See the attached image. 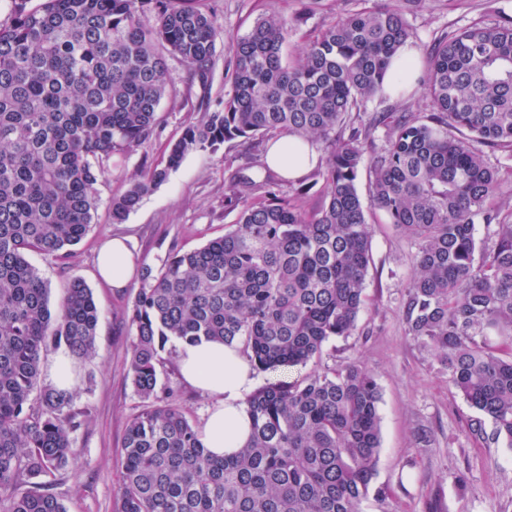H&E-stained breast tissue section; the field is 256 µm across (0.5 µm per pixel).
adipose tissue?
<instances>
[{"label": "adipose tissue", "instance_id": "1", "mask_svg": "<svg viewBox=\"0 0 512 512\" xmlns=\"http://www.w3.org/2000/svg\"><path fill=\"white\" fill-rule=\"evenodd\" d=\"M319 161L320 154L314 146L287 134L274 137L265 156L271 171L290 180L301 178ZM97 271L113 291L129 287L136 266L126 238L112 237L103 242ZM179 366L183 380L212 401L199 430L204 447L218 456L235 453L250 435L243 400L255 383V369L237 346L208 340L182 345Z\"/></svg>", "mask_w": 512, "mask_h": 512}]
</instances>
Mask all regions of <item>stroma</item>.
<instances>
[{
    "mask_svg": "<svg viewBox=\"0 0 512 512\" xmlns=\"http://www.w3.org/2000/svg\"><path fill=\"white\" fill-rule=\"evenodd\" d=\"M205 3L233 35L244 34L265 12L274 10L289 17L301 7L299 0ZM398 5V0H321L284 47L282 59L290 61L298 44L317 35L338 15ZM502 13L512 15V0H430L426 10L409 11L405 17L419 41L427 44L441 32ZM169 69L175 91L158 108L161 124L156 136L147 148L108 166L98 185L95 220L73 256L63 265L38 253L28 256L49 285L51 304H58L70 280L79 278L91 288L100 310L97 355L75 363L74 407L87 414L85 425L72 434L79 458L54 478L67 512H114L124 430L143 404L129 376L130 340L120 327L123 306L131 295L115 294L99 281L95 257L100 243L110 236L132 235L137 266L159 267L170 250L198 248L223 235L225 225L235 223L236 212L224 207V193L235 173L257 180L265 176L261 143L234 140L214 153L192 152L123 223H113L112 195L122 193L132 175L159 162L184 127L203 117L198 90L190 86L185 67L173 59ZM358 188L373 229L361 332L329 341L320 357L292 369L287 378L293 381L321 366L352 360L373 373L381 394L382 445L376 482L390 485L393 494L384 500L365 498L359 512H429L433 507L438 512H512V447L503 440L487 445L471 437L467 424L474 409L449 385L447 368L407 335L399 306L402 285L413 269L415 247L374 208L366 178H359ZM179 351L175 343L164 352L159 382L177 389L178 405L198 426L211 400L181 380Z\"/></svg>",
    "mask_w": 512,
    "mask_h": 512,
    "instance_id": "35a3bbf8",
    "label": "stroma"
}]
</instances>
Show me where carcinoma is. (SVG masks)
I'll use <instances>...</instances> for the list:
<instances>
[{
	"instance_id": "carcinoma-1",
	"label": "carcinoma",
	"mask_w": 512,
	"mask_h": 512,
	"mask_svg": "<svg viewBox=\"0 0 512 512\" xmlns=\"http://www.w3.org/2000/svg\"><path fill=\"white\" fill-rule=\"evenodd\" d=\"M30 2L12 0L0 20V512H66L46 477L78 458L80 413L73 392L38 387L42 356L50 346L96 354L91 289L71 280L51 310L28 254L65 261L87 235L106 166L156 135L168 59L210 106L222 42L231 54L224 100L112 196V223L188 153L270 133L319 145L322 202L309 209L301 187L290 194L270 177L240 176L224 194L239 209L224 235L143 268L122 313L143 406L123 438L117 512H358L369 492L392 495L373 485L380 391L355 361L250 393L251 437L231 456L204 448L176 389L157 391L170 342L234 343L256 369L282 373L358 332L372 237L363 172L374 205L416 246L400 302L406 332L478 411L470 432L512 447V223L500 218L497 171L479 149L512 153V17L433 39L419 79L429 115L381 112L357 126L353 114L391 95L393 57L416 46L401 10L346 13L284 65L283 45L320 0L291 17L264 13L227 41L198 0ZM477 224L496 226L490 246L477 241Z\"/></svg>"
}]
</instances>
